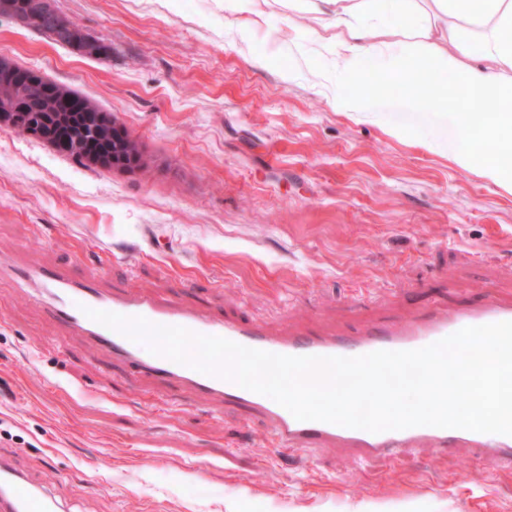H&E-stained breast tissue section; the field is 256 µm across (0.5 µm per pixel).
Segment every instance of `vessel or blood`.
I'll return each mask as SVG.
<instances>
[{"label":"vessel or blood","mask_w":512,"mask_h":512,"mask_svg":"<svg viewBox=\"0 0 512 512\" xmlns=\"http://www.w3.org/2000/svg\"><path fill=\"white\" fill-rule=\"evenodd\" d=\"M19 286L36 285L39 298L67 331L83 336L101 353L124 361L142 378L178 385L212 403L237 404L261 414L276 445L294 451L333 446L356 461L376 457L398 458L413 448H477L512 465V436L463 429L418 426L372 433L321 421L297 420L273 399L244 389L217 376L150 352L134 341L91 319L90 311L141 317L152 324L178 326L217 336L241 346L287 356L356 357L375 351L416 350L438 342L462 328L512 321V303L486 297L479 304L450 313L439 306L395 322L365 327L353 337L310 334H274L249 321H227L146 294L122 293L76 280L65 273L39 266L19 268L0 264V277ZM0 512H56V503L0 455Z\"/></svg>","instance_id":"1"}]
</instances>
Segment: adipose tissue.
<instances>
[{
    "instance_id": "ef3b65f1",
    "label": "adipose tissue",
    "mask_w": 512,
    "mask_h": 512,
    "mask_svg": "<svg viewBox=\"0 0 512 512\" xmlns=\"http://www.w3.org/2000/svg\"><path fill=\"white\" fill-rule=\"evenodd\" d=\"M299 2L317 23L315 49L333 53L337 68L349 73L337 106L351 95L367 112L381 99L422 98L449 119L429 148L512 193V0H432L436 11L453 19L443 30L416 0ZM403 39L422 47V55L388 60ZM475 57L481 66L472 65ZM357 58L363 68H353ZM441 69L460 72V83H440ZM477 102L490 110L476 120L470 110Z\"/></svg>"
}]
</instances>
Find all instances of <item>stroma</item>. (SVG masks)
<instances>
[{"label":"stroma","mask_w":512,"mask_h":512,"mask_svg":"<svg viewBox=\"0 0 512 512\" xmlns=\"http://www.w3.org/2000/svg\"><path fill=\"white\" fill-rule=\"evenodd\" d=\"M108 53L0 16V54L139 142L117 171L0 130V258L273 332L353 336L438 302L512 300V194L431 150L430 106L338 109L288 0H55ZM300 31L288 40L289 24ZM401 134H392L393 126ZM0 451L60 512H512L468 448L358 465L276 450L262 418L147 383L0 280Z\"/></svg>","instance_id":"obj_1"}]
</instances>
